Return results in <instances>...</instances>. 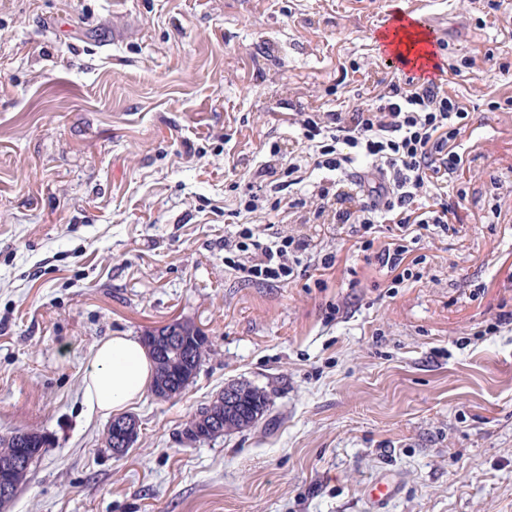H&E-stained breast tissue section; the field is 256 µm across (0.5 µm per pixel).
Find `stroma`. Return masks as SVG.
<instances>
[{"label":"stroma","instance_id":"1","mask_svg":"<svg viewBox=\"0 0 512 512\" xmlns=\"http://www.w3.org/2000/svg\"><path fill=\"white\" fill-rule=\"evenodd\" d=\"M0 0V436L50 440L7 512H512V0ZM445 31L460 139L458 235L423 238L424 276L391 278L349 228L262 204L309 240L322 279L249 281L224 264L228 214L271 146L301 164L285 202L314 210L305 112L371 103L395 12ZM209 351L178 396L130 406L113 457L82 399L94 346L171 320ZM270 425L204 442L183 428L225 383ZM138 422L131 418L112 419V436H109V427L104 437V442L109 448L108 439L112 450V455L121 457L123 452L132 448L138 436ZM112 443V444H111Z\"/></svg>","mask_w":512,"mask_h":512}]
</instances>
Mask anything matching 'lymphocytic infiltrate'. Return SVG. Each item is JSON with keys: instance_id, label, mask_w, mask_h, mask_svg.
<instances>
[{"instance_id": "1", "label": "lymphocytic infiltrate", "mask_w": 512, "mask_h": 512, "mask_svg": "<svg viewBox=\"0 0 512 512\" xmlns=\"http://www.w3.org/2000/svg\"><path fill=\"white\" fill-rule=\"evenodd\" d=\"M468 117L467 106L442 85L393 81L371 104L323 117L309 112L301 121L314 168L335 176L318 190L315 218L349 225L360 251L372 252L377 264L392 273V286L422 277L406 263L408 239L457 232L451 221L455 209L439 190L463 166L458 140ZM362 159L371 160L372 168L358 174L355 192L345 191L340 175ZM299 170L294 163L282 167L265 161L248 185L243 212H255L259 202L279 191L283 178ZM426 187L437 190L429 204L418 199ZM381 227L391 240L378 249L373 236ZM308 247V240L283 232L272 244H261L255 225L244 222L225 239L224 261L245 279L285 283L295 279L299 256Z\"/></svg>"}]
</instances>
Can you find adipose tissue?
Listing matches in <instances>:
<instances>
[{
	"instance_id": "adipose-tissue-1",
	"label": "adipose tissue",
	"mask_w": 512,
	"mask_h": 512,
	"mask_svg": "<svg viewBox=\"0 0 512 512\" xmlns=\"http://www.w3.org/2000/svg\"><path fill=\"white\" fill-rule=\"evenodd\" d=\"M154 373L152 356L136 337L115 335L98 342L83 387L88 417H106L139 401Z\"/></svg>"
}]
</instances>
